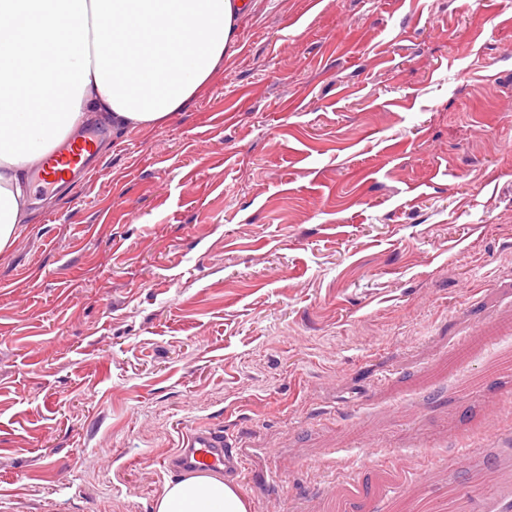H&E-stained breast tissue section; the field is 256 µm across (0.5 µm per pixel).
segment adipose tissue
I'll use <instances>...</instances> for the list:
<instances>
[{
  "instance_id": "obj_1",
  "label": "adipose tissue",
  "mask_w": 512,
  "mask_h": 512,
  "mask_svg": "<svg viewBox=\"0 0 512 512\" xmlns=\"http://www.w3.org/2000/svg\"><path fill=\"white\" fill-rule=\"evenodd\" d=\"M251 0H0V250L22 223L29 170L97 114L119 127L166 123L223 64ZM154 512H248L241 493L194 475Z\"/></svg>"
}]
</instances>
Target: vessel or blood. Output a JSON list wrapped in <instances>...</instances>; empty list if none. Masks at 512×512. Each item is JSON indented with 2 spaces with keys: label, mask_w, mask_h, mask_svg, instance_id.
I'll list each match as a JSON object with an SVG mask.
<instances>
[{
  "label": "vessel or blood",
  "mask_w": 512,
  "mask_h": 512,
  "mask_svg": "<svg viewBox=\"0 0 512 512\" xmlns=\"http://www.w3.org/2000/svg\"><path fill=\"white\" fill-rule=\"evenodd\" d=\"M102 137L99 130H81L71 135L46 156L35 173L36 183L49 187L61 181L75 183L90 177L88 160L99 154ZM167 465L184 474H222L236 479L241 478L243 471L238 448L218 427L195 429L183 439Z\"/></svg>",
  "instance_id": "b4317fda"
}]
</instances>
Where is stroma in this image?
<instances>
[{"instance_id": "35a3bbf8", "label": "stroma", "mask_w": 512, "mask_h": 512, "mask_svg": "<svg viewBox=\"0 0 512 512\" xmlns=\"http://www.w3.org/2000/svg\"><path fill=\"white\" fill-rule=\"evenodd\" d=\"M195 100L0 251V512H153L222 426L250 512L512 502V0H252ZM497 457L494 483L485 457ZM243 465L238 448L224 435V429L203 427L183 439L166 467L183 474H224V477L241 479Z\"/></svg>"}]
</instances>
